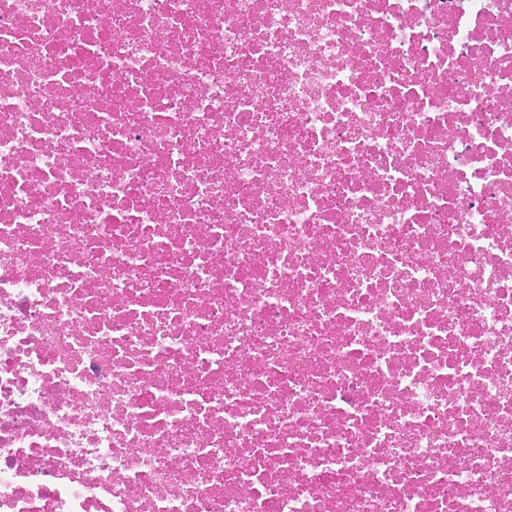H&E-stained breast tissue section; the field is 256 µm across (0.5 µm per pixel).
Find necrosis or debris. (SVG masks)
Here are the masks:
<instances>
[{
    "mask_svg": "<svg viewBox=\"0 0 512 512\" xmlns=\"http://www.w3.org/2000/svg\"><path fill=\"white\" fill-rule=\"evenodd\" d=\"M0 512H512V0H0Z\"/></svg>",
    "mask_w": 512,
    "mask_h": 512,
    "instance_id": "obj_1",
    "label": "necrosis or debris"
}]
</instances>
